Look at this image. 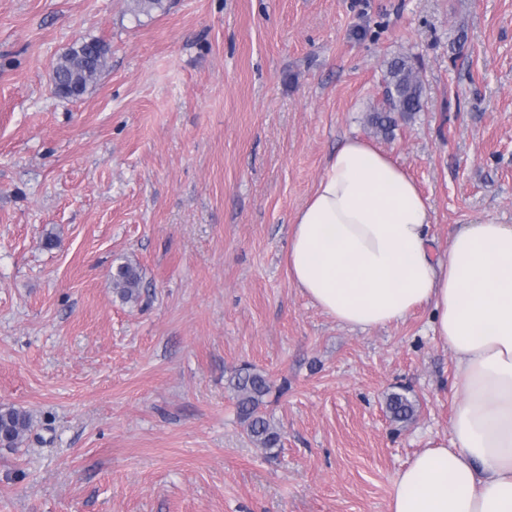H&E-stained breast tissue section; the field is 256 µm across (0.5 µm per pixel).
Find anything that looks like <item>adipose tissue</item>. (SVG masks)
<instances>
[{
	"label": "adipose tissue",
	"mask_w": 512,
	"mask_h": 512,
	"mask_svg": "<svg viewBox=\"0 0 512 512\" xmlns=\"http://www.w3.org/2000/svg\"><path fill=\"white\" fill-rule=\"evenodd\" d=\"M429 222L407 171L346 139L295 216L288 276L351 329L432 307L455 359L452 439L428 441L397 474L389 512H512V224L466 225L441 258Z\"/></svg>",
	"instance_id": "1"
}]
</instances>
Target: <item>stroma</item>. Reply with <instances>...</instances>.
<instances>
[{
  "mask_svg": "<svg viewBox=\"0 0 512 512\" xmlns=\"http://www.w3.org/2000/svg\"><path fill=\"white\" fill-rule=\"evenodd\" d=\"M90 39L106 68L59 97L55 62ZM402 56L421 109L381 136ZM353 136L417 181L437 256L512 224V0H0V406L31 417L0 447V512H388L451 436L455 364L430 309L353 330L288 277L293 219ZM245 365L276 448L237 415ZM141 284L142 276L139 269L130 263L119 264L112 274V286L124 300L139 298ZM239 419L246 425L250 440L260 448H276L280 434L262 412L272 391L269 379L252 366L239 370L232 382ZM387 408L397 421H409L416 412L415 405L402 394H392L387 401Z\"/></svg>",
  "mask_w": 512,
  "mask_h": 512,
  "instance_id": "obj_1",
  "label": "stroma"
}]
</instances>
